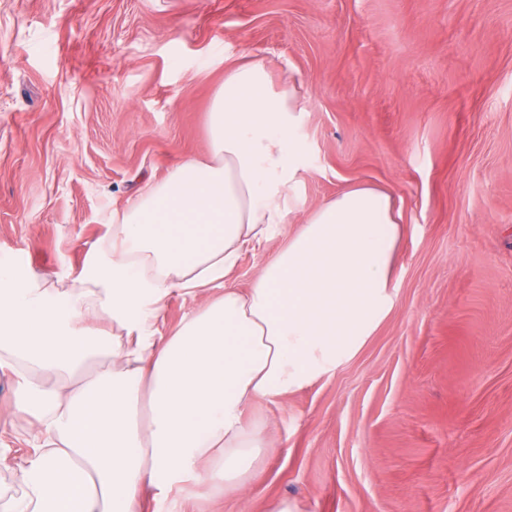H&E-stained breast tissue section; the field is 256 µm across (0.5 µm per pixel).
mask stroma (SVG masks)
Here are the masks:
<instances>
[{"label": "stroma", "instance_id": "1", "mask_svg": "<svg viewBox=\"0 0 512 512\" xmlns=\"http://www.w3.org/2000/svg\"><path fill=\"white\" fill-rule=\"evenodd\" d=\"M0 52V264L55 290L206 154L243 57L305 107L298 212L355 183L404 212L394 313L335 376L247 411L269 446L220 512H512V0H0Z\"/></svg>", "mask_w": 512, "mask_h": 512}]
</instances>
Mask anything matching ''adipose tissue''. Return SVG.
<instances>
[{
	"instance_id": "ef3b65f1",
	"label": "adipose tissue",
	"mask_w": 512,
	"mask_h": 512,
	"mask_svg": "<svg viewBox=\"0 0 512 512\" xmlns=\"http://www.w3.org/2000/svg\"><path fill=\"white\" fill-rule=\"evenodd\" d=\"M299 109L293 82L234 63L207 154L113 214L78 293L0 265V369L41 439L16 470L22 495L0 512H142L144 488L185 484L234 496L266 445L267 422H246L247 408L331 378L390 317L408 226L388 192L351 186L284 230ZM267 245L250 287H235L241 254ZM175 292L197 305L164 332ZM95 314L116 335L85 328ZM101 358L111 371L87 376Z\"/></svg>"
}]
</instances>
